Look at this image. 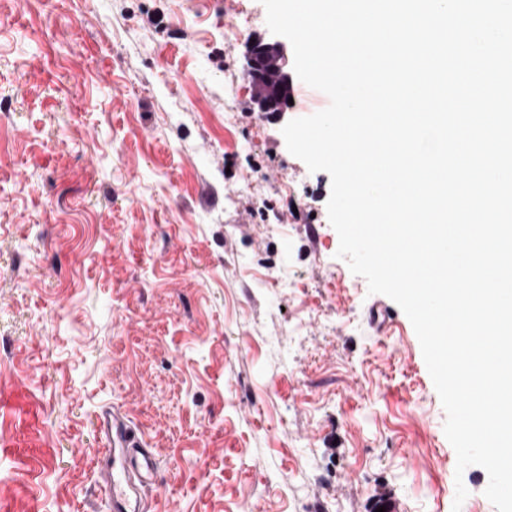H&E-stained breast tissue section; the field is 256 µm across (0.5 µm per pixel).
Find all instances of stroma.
<instances>
[{
    "mask_svg": "<svg viewBox=\"0 0 512 512\" xmlns=\"http://www.w3.org/2000/svg\"><path fill=\"white\" fill-rule=\"evenodd\" d=\"M261 0H0V512H451L413 326L337 258L331 178L255 112ZM97 419L107 447V459L100 467L107 489V511H148L144 490L157 487V463L152 448H144L128 417L120 411L104 410Z\"/></svg>",
    "mask_w": 512,
    "mask_h": 512,
    "instance_id": "35a3bbf8",
    "label": "stroma"
}]
</instances>
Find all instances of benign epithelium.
<instances>
[{"label": "benign epithelium", "mask_w": 512, "mask_h": 512, "mask_svg": "<svg viewBox=\"0 0 512 512\" xmlns=\"http://www.w3.org/2000/svg\"><path fill=\"white\" fill-rule=\"evenodd\" d=\"M244 74L254 89L253 99L258 111L269 118L281 116L288 110L286 101L275 103L267 98V90L275 86L283 91L292 87L288 72L285 43L277 38L258 37L251 43L245 56Z\"/></svg>", "instance_id": "obj_1"}]
</instances>
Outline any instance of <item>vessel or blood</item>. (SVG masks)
I'll return each instance as SVG.
<instances>
[{"label":"vessel or blood","instance_id":"b4317fda","mask_svg":"<svg viewBox=\"0 0 512 512\" xmlns=\"http://www.w3.org/2000/svg\"><path fill=\"white\" fill-rule=\"evenodd\" d=\"M98 425L106 445L100 474L107 489L108 512H147L144 491L157 483L154 452L143 446L121 412L102 411Z\"/></svg>","mask_w":512,"mask_h":512}]
</instances>
